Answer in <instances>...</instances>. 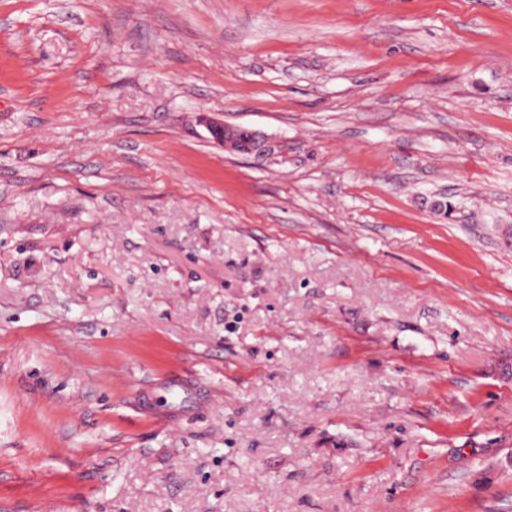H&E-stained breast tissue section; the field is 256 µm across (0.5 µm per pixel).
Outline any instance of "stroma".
I'll return each mask as SVG.
<instances>
[{
	"mask_svg": "<svg viewBox=\"0 0 512 512\" xmlns=\"http://www.w3.org/2000/svg\"><path fill=\"white\" fill-rule=\"evenodd\" d=\"M51 503L512 512V0H0V512ZM204 122L213 141L225 150L239 154L261 152L264 135L259 130L206 118Z\"/></svg>",
	"mask_w": 512,
	"mask_h": 512,
	"instance_id": "35a3bbf8",
	"label": "stroma"
}]
</instances>
